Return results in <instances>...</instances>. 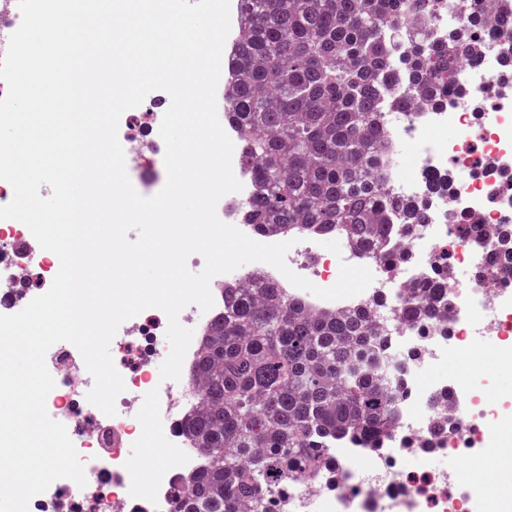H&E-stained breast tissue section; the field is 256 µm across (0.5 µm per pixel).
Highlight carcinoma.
Masks as SVG:
<instances>
[{
	"instance_id": "1",
	"label": "carcinoma",
	"mask_w": 512,
	"mask_h": 512,
	"mask_svg": "<svg viewBox=\"0 0 512 512\" xmlns=\"http://www.w3.org/2000/svg\"><path fill=\"white\" fill-rule=\"evenodd\" d=\"M476 2V14L439 38L407 34L403 22L428 25L448 0H240L224 112L257 182L243 220L284 235L341 232L394 274L406 260L387 246L395 225L409 232L428 215L379 188L383 112L459 94L453 62L477 61L478 33L512 61V5ZM441 261L395 309L399 321L414 326L448 305L447 255ZM370 312L311 315L274 282L224 289V316L201 336L190 374L203 409L182 423L205 464L182 479L175 512H287L299 475L336 472V440H374L396 427L404 391L379 384L378 367L392 358Z\"/></svg>"
}]
</instances>
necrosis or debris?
<instances>
[{
	"label": "necrosis or debris",
	"instance_id": "4bbe7bcc",
	"mask_svg": "<svg viewBox=\"0 0 512 512\" xmlns=\"http://www.w3.org/2000/svg\"><path fill=\"white\" fill-rule=\"evenodd\" d=\"M478 51L479 64L458 68L461 98L443 107L424 106L410 115H385L383 126L393 156L384 169L383 186L399 198L427 201L429 212L427 223L397 237L408 254L398 274L385 277L381 266L342 234L337 237L340 254L321 249L319 236L311 235L302 237L285 261L293 272L322 288L336 282L340 263L368 267L374 280L357 296L323 300L291 286L273 266H260L265 280L324 310H354L405 294L409 285L435 276L446 241L452 244L451 266L475 262L489 268L478 287L449 277L447 320L415 328L388 323L390 347L400 364L398 378L406 392L398 430L371 442H341L335 481L299 483L290 512H497L495 451L471 454L477 436L496 426L497 413L492 405L474 399L461 406L460 397L468 393L473 373L481 367V339L493 336L503 341L512 336V275L500 270L503 256L497 244L475 248L455 236L454 229L459 224L479 229L512 225V77L502 73L500 58L487 39H480ZM232 168L243 189L220 199L219 218L255 241L278 242V235L242 222L241 209L253 193L254 175L237 158ZM444 174L450 177L447 193L428 196L429 177ZM33 241L23 223L0 220V314L27 305L26 295L16 292L15 285L26 279L31 266L39 267L47 286L58 272L57 261ZM309 252L317 255L312 267L304 261ZM247 276L241 268L215 276L210 282L213 311L188 305L179 315L180 323L192 321L206 328L214 310L224 307L225 288ZM452 357L458 361L457 371L435 378V371ZM50 372L55 387L47 396L46 409L66 426L84 464L87 484L79 488L65 481L35 496V503H49L52 512H86L88 500L106 485L108 512H173L177 476L197 472L202 463L199 451L189 447L180 431L181 422L200 403L199 391L185 378L156 383L148 360L143 359L128 368L125 390L116 400L117 413L109 417L86 399L93 379L82 357L62 349L53 356ZM440 398L448 403L449 443L435 451L443 467L430 469L426 462L432 451L422 443ZM144 409L155 417L147 434L139 426ZM143 442L168 449L169 457L135 478L124 450Z\"/></svg>",
	"mask_w": 512,
	"mask_h": 512
}]
</instances>
